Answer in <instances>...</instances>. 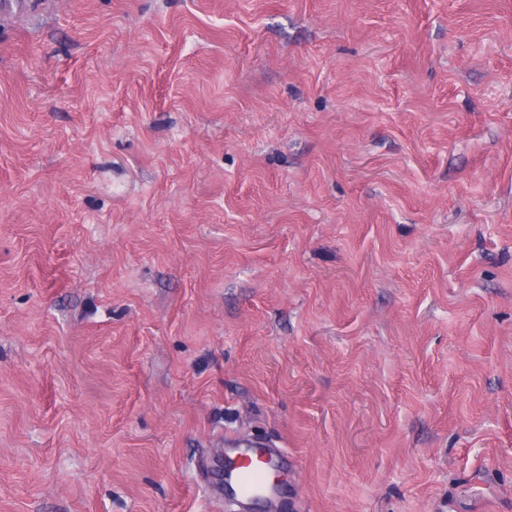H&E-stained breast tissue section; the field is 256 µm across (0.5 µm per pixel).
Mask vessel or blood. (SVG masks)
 Returning <instances> with one entry per match:
<instances>
[{"mask_svg":"<svg viewBox=\"0 0 512 512\" xmlns=\"http://www.w3.org/2000/svg\"><path fill=\"white\" fill-rule=\"evenodd\" d=\"M227 467L213 486L217 502L234 497L241 503L253 502L256 494H264L270 502L284 501L291 492L287 485L273 484L269 468L285 460L284 449L242 435L226 437Z\"/></svg>","mask_w":512,"mask_h":512,"instance_id":"vessel-or-blood-1","label":"vessel or blood"}]
</instances>
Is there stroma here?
Returning a JSON list of instances; mask_svg holds the SVG:
<instances>
[{
  "instance_id": "stroma-1",
  "label": "stroma",
  "mask_w": 512,
  "mask_h": 512,
  "mask_svg": "<svg viewBox=\"0 0 512 512\" xmlns=\"http://www.w3.org/2000/svg\"><path fill=\"white\" fill-rule=\"evenodd\" d=\"M512 512V0H0V512ZM229 453L220 468V479L213 485L212 497L221 505L232 495L240 503H252L258 492H263L270 505L288 501L291 491L288 485L272 483L267 463L279 467L285 462V450L242 435L224 438ZM263 463H260L259 461ZM230 465V466H229Z\"/></svg>"
}]
</instances>
